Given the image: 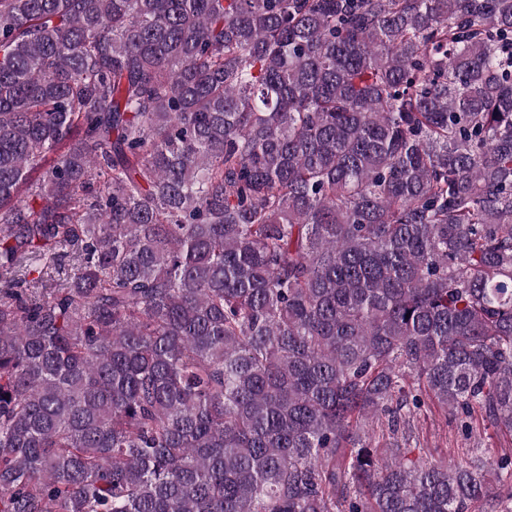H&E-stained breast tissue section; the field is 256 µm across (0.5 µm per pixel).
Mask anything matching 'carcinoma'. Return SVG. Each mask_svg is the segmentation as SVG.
Here are the masks:
<instances>
[{
	"label": "carcinoma",
	"instance_id": "obj_1",
	"mask_svg": "<svg viewBox=\"0 0 512 512\" xmlns=\"http://www.w3.org/2000/svg\"><path fill=\"white\" fill-rule=\"evenodd\" d=\"M512 0H0V512H509ZM411 434L408 448H425L429 460L448 459L458 462L478 455L493 468L494 461L502 448H512V435H503L493 427H479L468 437L457 429L452 414L435 408L432 412L414 419L408 427Z\"/></svg>",
	"mask_w": 512,
	"mask_h": 512
}]
</instances>
